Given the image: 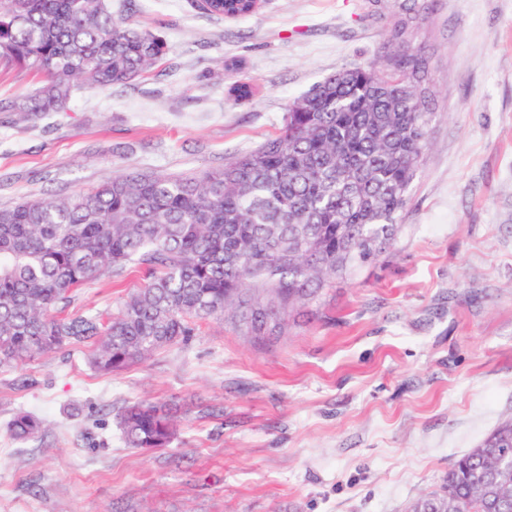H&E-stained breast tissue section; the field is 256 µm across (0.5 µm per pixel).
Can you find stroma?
I'll return each mask as SVG.
<instances>
[{
	"label": "stroma",
	"mask_w": 512,
	"mask_h": 512,
	"mask_svg": "<svg viewBox=\"0 0 512 512\" xmlns=\"http://www.w3.org/2000/svg\"><path fill=\"white\" fill-rule=\"evenodd\" d=\"M111 7L161 36L164 59L75 86L60 112H0V209L222 168L387 34L367 0H264L243 19L195 0ZM413 45L432 56L435 106L393 247L262 341L208 319L118 373L85 346L0 371V512H412L512 420V0H433ZM144 282L90 280L67 311L115 315ZM137 403L171 408L169 447L124 446L116 416ZM21 413L41 423L23 440Z\"/></svg>",
	"instance_id": "1"
}]
</instances>
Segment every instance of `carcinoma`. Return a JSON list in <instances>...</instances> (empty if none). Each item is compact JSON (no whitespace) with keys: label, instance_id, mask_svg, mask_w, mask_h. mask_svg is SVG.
Returning a JSON list of instances; mask_svg holds the SVG:
<instances>
[{"label":"carcinoma","instance_id":"carcinoma-1","mask_svg":"<svg viewBox=\"0 0 512 512\" xmlns=\"http://www.w3.org/2000/svg\"><path fill=\"white\" fill-rule=\"evenodd\" d=\"M388 3L391 23L376 63L340 69L288 105L282 134L193 178L119 175L88 193L22 200L0 209V369L71 344L93 342L90 364L112 373L194 335L197 322L232 319L262 339L288 309L377 261L393 244L427 148L435 94L431 57L412 47L428 0ZM250 0L206 13L246 17ZM166 54L155 33L116 19L105 0H0V64L44 76L33 95L0 112L61 111L74 86L104 91L140 77ZM148 275L119 313L68 315L84 282ZM128 448H166L168 412L137 404L118 417ZM40 423L20 414L25 438ZM512 453V423L455 460L448 495L430 512L492 508L480 454Z\"/></svg>","mask_w":512,"mask_h":512}]
</instances>
